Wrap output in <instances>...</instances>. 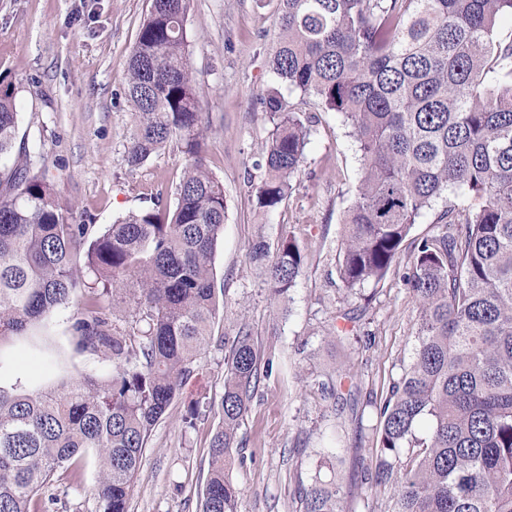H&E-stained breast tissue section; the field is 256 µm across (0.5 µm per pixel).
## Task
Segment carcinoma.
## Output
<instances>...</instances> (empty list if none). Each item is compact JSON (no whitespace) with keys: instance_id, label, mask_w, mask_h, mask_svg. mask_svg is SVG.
<instances>
[{"instance_id":"cac0c4a2","label":"carcinoma","mask_w":512,"mask_h":512,"mask_svg":"<svg viewBox=\"0 0 512 512\" xmlns=\"http://www.w3.org/2000/svg\"><path fill=\"white\" fill-rule=\"evenodd\" d=\"M269 57L276 86L259 98L272 125L253 167L256 211L293 191L312 128L281 92L341 114L362 177L343 224L339 278L350 294L382 282L412 226L450 188L481 200L448 207L456 225L416 239L401 281L419 307L414 357L377 407L370 490L394 491V512H512V42L495 39L512 0H278ZM191 0H150L124 93L135 115L137 167L176 139L187 158L173 207L130 212L98 232L60 202L37 152L20 154L0 195V345L26 336L93 292L73 318L83 352L106 349L112 376L47 390L0 386V512H32L56 468L102 463L96 512H127L143 448L194 371L216 318L213 258L224 231V186L202 158L204 115L185 19ZM12 82L0 78V161L19 132ZM249 258L284 297L305 256L288 235L258 238ZM112 296V312L95 292ZM122 313L125 327L117 324ZM225 361L222 425L210 446L201 512H238L225 471L261 379L246 327ZM407 448L405 459L399 449ZM303 512H344L336 476L298 482Z\"/></svg>"}]
</instances>
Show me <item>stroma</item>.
I'll use <instances>...</instances> for the list:
<instances>
[{"mask_svg":"<svg viewBox=\"0 0 512 512\" xmlns=\"http://www.w3.org/2000/svg\"><path fill=\"white\" fill-rule=\"evenodd\" d=\"M148 0H0V77L15 86L18 143L42 153L62 203L105 229L128 212L173 205L186 158L170 142L139 167L127 162L134 130L124 77ZM278 0H193L186 18L190 60L205 117L203 156L222 182L224 232L214 256L217 314L212 336L167 411L154 426L127 500V512H200L208 450L222 423L224 357L248 326L279 373L255 391L237 437L244 461L227 471L239 512H302L291 491L310 481L324 455L338 453L346 512H394L392 490L367 491L361 480L375 453L380 420L374 404L410 364L419 310L397 275L347 294L338 274L342 220L361 179L357 144L336 112L291 94L300 117H315L293 192L269 218L255 212L253 161L271 125L257 97L274 86L269 50L278 31ZM293 234L304 272L285 298L273 299L248 258L257 236L276 243ZM84 293L41 327L32 341L0 349V384L22 379L50 388L61 378L112 373V356L78 352L72 317ZM349 311L345 337L337 309ZM350 371V399L323 385ZM100 464L80 473L58 468L45 496L49 512H95Z\"/></svg>","mask_w":512,"mask_h":512,"instance_id":"1","label":"stroma"}]
</instances>
